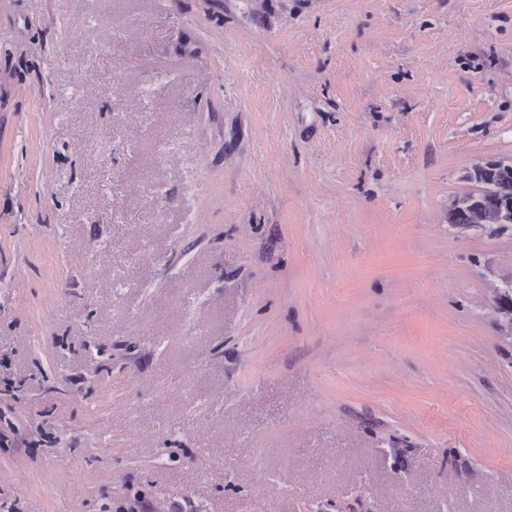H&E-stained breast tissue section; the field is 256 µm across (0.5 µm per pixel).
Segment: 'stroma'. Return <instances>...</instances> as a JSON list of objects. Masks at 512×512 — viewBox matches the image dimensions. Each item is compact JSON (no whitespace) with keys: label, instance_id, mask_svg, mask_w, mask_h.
<instances>
[{"label":"stroma","instance_id":"obj_1","mask_svg":"<svg viewBox=\"0 0 512 512\" xmlns=\"http://www.w3.org/2000/svg\"><path fill=\"white\" fill-rule=\"evenodd\" d=\"M512 0H0V512H512ZM505 171L491 172L498 169ZM491 183L488 191L477 198H473L471 191L462 192L458 197L461 207L451 216L453 224H493L492 217L499 208L512 201V159L510 157H498L475 166L469 173L468 179L475 185V189H481L483 176ZM453 198L448 207V213L454 212L459 207V201ZM495 224L501 229L512 230V204H505L500 208Z\"/></svg>","mask_w":512,"mask_h":512}]
</instances>
